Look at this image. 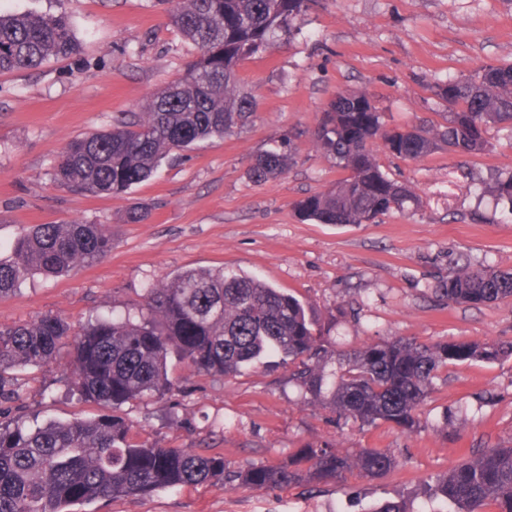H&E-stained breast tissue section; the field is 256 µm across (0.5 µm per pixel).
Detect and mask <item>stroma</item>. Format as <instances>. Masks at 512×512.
Here are the masks:
<instances>
[{"label":"stroma","mask_w":512,"mask_h":512,"mask_svg":"<svg viewBox=\"0 0 512 512\" xmlns=\"http://www.w3.org/2000/svg\"><path fill=\"white\" fill-rule=\"evenodd\" d=\"M30 11L66 12L81 54L0 74V255H10L31 225L72 221L107 225L112 249L71 275L25 282L0 300V324L50 312L82 324L133 309L145 288L178 270L221 266L293 293L319 319L343 309L333 333L341 350L398 336L512 341V300L451 305L436 293L457 265L512 271V206L490 191L512 171V128H490L491 148L479 157L439 150L407 161L378 151L388 173L416 187L418 208L348 225L304 222L293 208L339 176L311 142L336 92L367 90L391 128L444 123L439 84L512 63V0H315L292 38L239 64L240 83L256 101L249 125L173 154L148 180L112 197L58 187L57 154L77 136L111 128L116 114L139 111L198 49L157 0H0L2 13ZM286 136L295 148L288 173L251 181L252 157ZM135 205L147 218L124 223ZM171 367L172 393L119 409L139 441L217 452L233 470L288 462L314 441L344 451L387 448L399 465L378 479L352 474L285 490L202 484L99 499L73 512H373L400 499L415 512H440L441 502L422 495L423 482L512 441V357L443 370L410 434L337 423L305 403L281 367L226 378L190 373L176 358ZM18 377L13 413L67 421L98 412L66 394L62 363Z\"/></svg>","instance_id":"obj_1"}]
</instances>
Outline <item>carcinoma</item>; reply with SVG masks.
<instances>
[{
  "label": "carcinoma",
  "mask_w": 512,
  "mask_h": 512,
  "mask_svg": "<svg viewBox=\"0 0 512 512\" xmlns=\"http://www.w3.org/2000/svg\"><path fill=\"white\" fill-rule=\"evenodd\" d=\"M171 24L198 48L181 77L112 128L70 141L54 166L55 182L92 196L127 192L149 178L171 153L244 127L253 102L240 91L237 67L278 38L291 37L310 0H158ZM79 52L67 14H1L0 73L32 69ZM449 100L444 124L388 130L366 90L341 92L312 133L318 151L341 176L295 202L303 221L369 224L392 210L419 204L411 185L380 165L376 144L392 156L418 161L437 150L487 151L493 125H512V64L484 66L476 79L438 87ZM292 160L291 139L257 154L248 170L255 183L281 178ZM492 192L512 203V176ZM111 237L101 224H35L0 257V299L35 276L68 275L104 257ZM436 292L450 304L488 306L512 299V272L457 266ZM337 319L320 322L296 296L224 268H189L147 289L138 315L107 313L75 326L58 313L25 324H0V512H72L97 499L121 500L157 489L205 483L284 490L346 472L376 479L397 465L386 448L342 451L312 442L287 463L231 474L220 453L130 441L131 424L112 410L175 387L169 359L193 372L234 376L275 363L308 403L360 427L380 423L412 433L439 373L450 364L495 363L512 356V342H420L411 337L336 349ZM67 355L65 383L79 399L103 408L91 419L33 425L3 404L18 398L16 372ZM424 494L451 512H512V444L487 448L457 464Z\"/></svg>",
  "instance_id": "carcinoma-1"
}]
</instances>
